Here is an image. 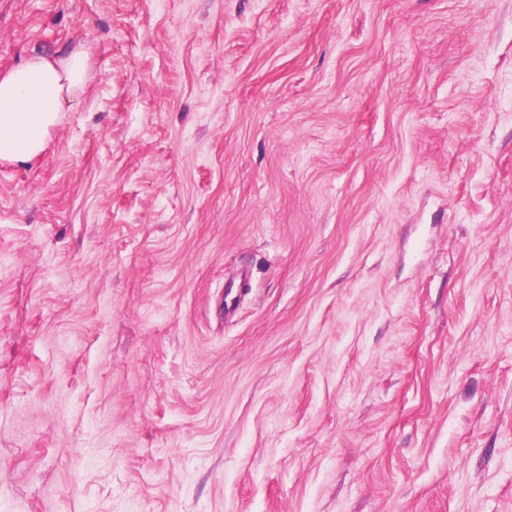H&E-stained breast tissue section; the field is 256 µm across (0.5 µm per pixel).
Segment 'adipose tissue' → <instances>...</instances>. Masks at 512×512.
Instances as JSON below:
<instances>
[{"label": "adipose tissue", "instance_id": "1", "mask_svg": "<svg viewBox=\"0 0 512 512\" xmlns=\"http://www.w3.org/2000/svg\"><path fill=\"white\" fill-rule=\"evenodd\" d=\"M90 58L85 48L33 54L0 77V160L28 164L45 148L62 113L87 91Z\"/></svg>", "mask_w": 512, "mask_h": 512}]
</instances>
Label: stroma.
Here are the masks:
<instances>
[{
	"label": "stroma",
	"instance_id": "1",
	"mask_svg": "<svg viewBox=\"0 0 512 512\" xmlns=\"http://www.w3.org/2000/svg\"><path fill=\"white\" fill-rule=\"evenodd\" d=\"M79 45L0 512H512V0H0V74Z\"/></svg>",
	"mask_w": 512,
	"mask_h": 512
}]
</instances>
